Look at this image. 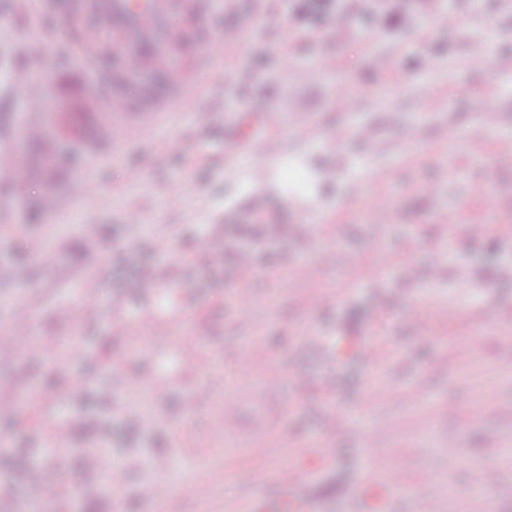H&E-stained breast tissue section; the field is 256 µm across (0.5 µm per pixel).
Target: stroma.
<instances>
[{
	"label": "stroma",
	"instance_id": "35a3bbf8",
	"mask_svg": "<svg viewBox=\"0 0 512 512\" xmlns=\"http://www.w3.org/2000/svg\"><path fill=\"white\" fill-rule=\"evenodd\" d=\"M302 4L266 0L265 22L253 28L247 12L225 15L223 0H213L212 35L235 23L245 28L242 45L227 51L220 75L164 124L128 141L116 160L86 106L83 62L53 52L56 35L78 40L106 23L61 7L26 14L15 0H0V155L28 158L16 142L27 118L17 73L35 72L47 108L69 103L43 142L57 157L51 173L32 174L19 200L0 168V225L12 228L0 239V267L22 264L27 274L20 288L0 279V337L23 319L31 336L82 352L52 362L0 351V401L31 389L47 399L0 420L9 438L0 446V501H14V512H244L255 495L277 494L291 465L308 471L319 502L342 512H356V491L385 485L393 469L421 487L390 512H469L477 486L486 512H512V162L499 150L512 144V120L478 130L482 110H512V7L350 0L315 18ZM474 42L488 50L481 70L469 64ZM314 67L317 79L307 81ZM256 98L283 116L308 113L318 125V139L302 148L287 129L277 131L288 163L305 170V186L280 178L253 186L226 171L235 129L206 123L203 113L215 107L234 116ZM363 124L389 154L368 153L355 134ZM415 126L421 134L412 140ZM175 138L182 149L172 148ZM389 164L390 181L355 191L362 171ZM88 183L99 195H80ZM50 191L76 198L35 215ZM171 192L182 197L174 210L166 207ZM298 201L319 218L312 236L289 220ZM233 203L263 209L276 245L259 254L269 272L244 285L258 329L247 364L235 288L226 281L251 260L224 250V208ZM451 205L478 222L448 233L437 216ZM133 208L144 223L128 220ZM379 208L388 222H375ZM34 237L54 253L53 267L32 262ZM161 240L166 290L134 276ZM214 250L225 253V276L203 288L185 259ZM320 251L332 263L314 280H296L295 266ZM89 271L100 282L90 307L81 297ZM66 308L72 320L62 318ZM118 318L138 325L144 349L114 330ZM185 336L197 344L194 355L180 346ZM343 341L375 342L382 355L329 365ZM472 410L479 418L466 422ZM334 412L341 421L324 431ZM149 415L172 424L147 426ZM223 415L232 434L219 428ZM56 428L65 435L59 444ZM451 439L460 455L448 453ZM95 449L96 468L86 458ZM36 471L43 480L34 486L28 477ZM85 484L96 493L80 494ZM150 484L170 488L172 499L149 500Z\"/></svg>",
	"mask_w": 512,
	"mask_h": 512
}]
</instances>
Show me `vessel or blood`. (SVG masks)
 <instances>
[{
    "label": "vessel or blood",
    "instance_id": "b4317fda",
    "mask_svg": "<svg viewBox=\"0 0 512 512\" xmlns=\"http://www.w3.org/2000/svg\"><path fill=\"white\" fill-rule=\"evenodd\" d=\"M85 2V14L105 21L112 30V48L103 56L101 66L92 70L96 90L91 98L107 118L105 126L112 131V147L116 150L126 140L167 121L200 75L218 69L225 51L240 47L244 39V31L238 26L225 27L218 37H211L207 28L210 0ZM15 85L27 92V110L33 115L31 123L21 128L20 138L46 133L55 116L30 95L32 82L28 74H17ZM255 117L262 118L272 129L279 124L278 113L256 100L239 117L240 128H247ZM239 151L262 157V164L250 168L246 177L264 183L274 177L271 163L281 157L283 145L273 136L252 140L243 133L235 151L226 153V166H233ZM308 483L306 470L292 469L280 496L254 498L249 512H324L306 494Z\"/></svg>",
    "mask_w": 512,
    "mask_h": 512
}]
</instances>
